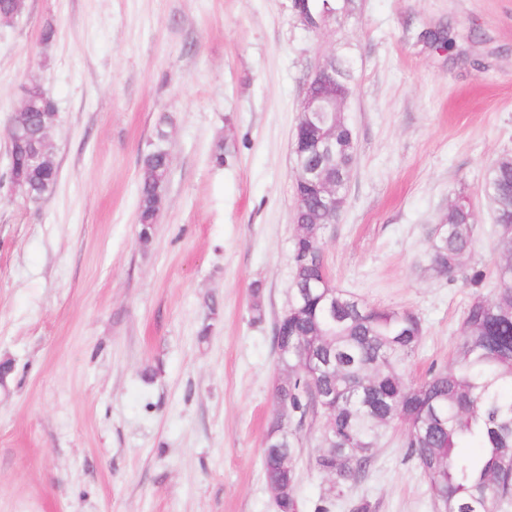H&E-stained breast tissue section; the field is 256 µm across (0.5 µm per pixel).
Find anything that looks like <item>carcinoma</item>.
<instances>
[{"label": "carcinoma", "mask_w": 512, "mask_h": 512, "mask_svg": "<svg viewBox=\"0 0 512 512\" xmlns=\"http://www.w3.org/2000/svg\"><path fill=\"white\" fill-rule=\"evenodd\" d=\"M24 121L31 135L58 122L55 101L40 85L28 84L24 93ZM354 137L341 113H336V153L320 157L310 147L314 131L301 127L299 154L304 165L318 166L336 194L347 192L355 149H342ZM168 130L161 121L150 148L139 158L137 219L139 237L151 238L167 190L171 159ZM31 144L15 143L16 165L10 176L26 184L28 198L42 199L55 187L57 168L30 159ZM483 190L493 206L504 262L496 269L495 296H475L464 311L459 345L451 364L431 371L419 383L405 380L399 370L421 339L419 317L407 309L368 305L328 281L319 226L329 204L324 184L309 180L297 185L303 203L294 212L295 237L291 251L292 299L288 312L274 327L273 343L287 374L278 392L288 400V412L298 424L322 415L336 434L315 455L316 470L336 480V496L343 485L364 478L383 429L405 427L407 455L416 462L441 512H498L512 498V155H504L486 171ZM475 241L471 208L448 214V221L429 245L438 273L478 287L482 270L466 271L464 264ZM482 448L476 460L459 449ZM298 433L283 435L266 446L263 458L268 486L277 492V512H296L295 495Z\"/></svg>", "instance_id": "cac0c4a2"}]
</instances>
